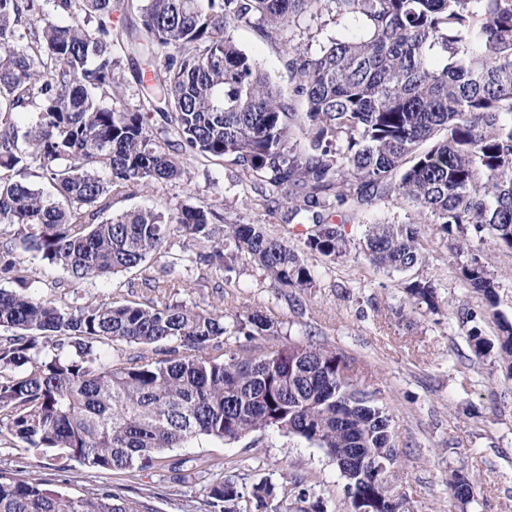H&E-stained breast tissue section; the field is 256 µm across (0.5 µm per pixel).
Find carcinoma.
<instances>
[{
  "instance_id": "cac0c4a2",
  "label": "carcinoma",
  "mask_w": 512,
  "mask_h": 512,
  "mask_svg": "<svg viewBox=\"0 0 512 512\" xmlns=\"http://www.w3.org/2000/svg\"><path fill=\"white\" fill-rule=\"evenodd\" d=\"M49 2L52 14L41 16L37 0H0V281L14 284L0 287V435L57 450L58 473L76 463L133 472L200 439L274 430L324 450L351 499L372 497V512H409L391 499L399 449L390 417L349 383L348 358L301 342L233 350L232 338L272 336V324L258 312L177 301L171 276L182 258L163 270L148 262L178 236L211 269L245 257L275 286L305 291L314 271L299 249L260 222H224L212 202L114 205L183 179L190 162L228 158L268 202H288L290 219L310 225L302 250L325 260L346 254L340 211L393 197L448 234L488 230L512 250V0ZM323 2L363 28L313 55L292 47L286 95L232 31L269 38ZM132 12L139 25L117 27ZM124 44L155 63L140 81V106L118 111L113 49ZM32 106L37 118L23 131L19 117ZM18 240L66 271L73 288L133 273L131 287L149 295L123 305L39 298ZM364 243L378 268L408 271L426 260L417 224H372ZM460 275L496 306L500 279L485 262L468 258ZM407 292L438 308L431 279L411 280ZM495 323L512 372V323ZM468 338L476 356L489 353L478 326ZM341 448H371L393 469L363 474ZM304 484L291 477L280 498L272 483L248 487L221 472L199 512H324ZM450 487L460 498L472 493L458 471ZM155 498L105 484L71 494L0 469V512H159Z\"/></svg>"
}]
</instances>
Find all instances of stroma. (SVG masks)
Returning <instances> with one entry per match:
<instances>
[{
	"instance_id": "obj_1",
	"label": "stroma",
	"mask_w": 512,
	"mask_h": 512,
	"mask_svg": "<svg viewBox=\"0 0 512 512\" xmlns=\"http://www.w3.org/2000/svg\"><path fill=\"white\" fill-rule=\"evenodd\" d=\"M346 25L332 6L321 14L302 16L271 39L248 28L235 29L233 37L286 90L291 85L286 48L301 43L318 52ZM205 199L222 200L227 223L260 221L273 236L290 244L300 238L302 228L290 221L287 204L259 205L252 183L226 159L194 163L183 180L117 201L115 208L174 209ZM387 223L420 225L426 262L416 272H389L368 260L363 243L366 226ZM343 231L349 241L346 255L328 262L305 254L315 286L292 289L290 298H281L265 273L243 259L223 273L189 267L190 285L180 290L179 297L205 309L221 304L233 313H261L275 330L274 335L259 337L264 349L293 340L325 345L348 356L359 388L374 394L391 416L401 452L399 485L409 496L410 512H512V372L498 358L476 357L467 339L475 325L484 338L494 339L496 316L512 321V278L502 280L496 313L485 312L479 296L459 275L460 260L449 250L451 235L440 225L423 223L415 209L398 199L380 200L360 210ZM17 255L24 265L39 269L33 290L41 298L117 304L133 298L129 274H115L67 293L62 289L67 273L34 252L21 248ZM416 274L437 284V312L409 301L405 285ZM218 278L224 281L220 296L211 288ZM199 457L215 460L250 484L266 480L280 489L290 476L305 477L327 512L352 510L345 482L331 458L322 449L277 432L234 443L200 440L166 451L151 466L132 473H94L77 464L63 475L53 470L50 455L24 449L9 435L0 436V469L33 473L72 492L99 483L124 493L152 489L159 493L158 512H194L209 483L208 477L195 473ZM177 460L188 477L182 485L169 481L167 466ZM457 469L474 484L470 499L456 498L449 487L450 475Z\"/></svg>"
}]
</instances>
